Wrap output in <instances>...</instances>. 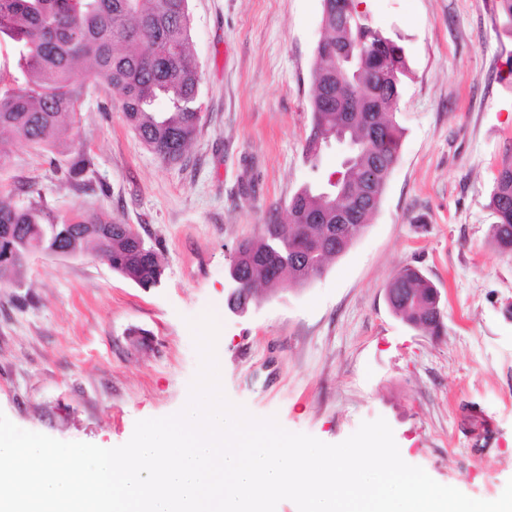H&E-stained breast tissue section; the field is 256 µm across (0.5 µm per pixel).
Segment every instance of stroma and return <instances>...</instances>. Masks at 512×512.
I'll use <instances>...</instances> for the list:
<instances>
[{
    "instance_id": "stroma-1",
    "label": "stroma",
    "mask_w": 512,
    "mask_h": 512,
    "mask_svg": "<svg viewBox=\"0 0 512 512\" xmlns=\"http://www.w3.org/2000/svg\"><path fill=\"white\" fill-rule=\"evenodd\" d=\"M410 62L398 162L371 224L301 288L227 306L229 265L317 174L310 131L322 0H189L202 122L179 162L127 126L104 81L86 84L61 152L88 153L93 189L53 173L45 152L7 145L0 185L59 214L106 212L160 250L146 290L93 253L32 260L0 288V412L18 427L103 448L137 421L181 410L199 356L188 320L219 313L226 396L253 416L328 444L384 418L402 459L469 497L512 479V256L491 241L493 178L512 157V36L497 0H363ZM419 269L441 293L445 332L414 330L385 285ZM143 333L135 343L134 333ZM483 426L470 431L463 408Z\"/></svg>"
}]
</instances>
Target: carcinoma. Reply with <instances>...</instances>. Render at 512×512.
Here are the masks:
<instances>
[{"label": "carcinoma", "instance_id": "obj_1", "mask_svg": "<svg viewBox=\"0 0 512 512\" xmlns=\"http://www.w3.org/2000/svg\"><path fill=\"white\" fill-rule=\"evenodd\" d=\"M361 0H322L325 32L318 44L310 99L311 130L304 146L313 168L326 137L346 131L345 151L325 179L307 184L288 201V221L264 226L241 243L230 266V309L243 313L260 290L302 286L347 252L371 223L398 161L403 128L397 112L411 70L404 48L360 10ZM189 0H0V40L18 56L21 77L0 87V166L4 147L24 140L53 151L75 123L86 81L102 79L119 97L125 122L167 162L182 158L201 121L200 75L190 55ZM54 172L77 189L89 185L93 159L79 153ZM489 207L491 238L512 253V160L494 176ZM348 215L336 234V211ZM42 198L13 202L0 188V288L25 276L20 256L28 247L89 249L141 288L161 284L159 252L129 224L105 213L75 214L76 232L59 241L40 225L53 223ZM392 312L430 336L444 332L440 296L419 271L404 267L388 281Z\"/></svg>", "mask_w": 512, "mask_h": 512}]
</instances>
